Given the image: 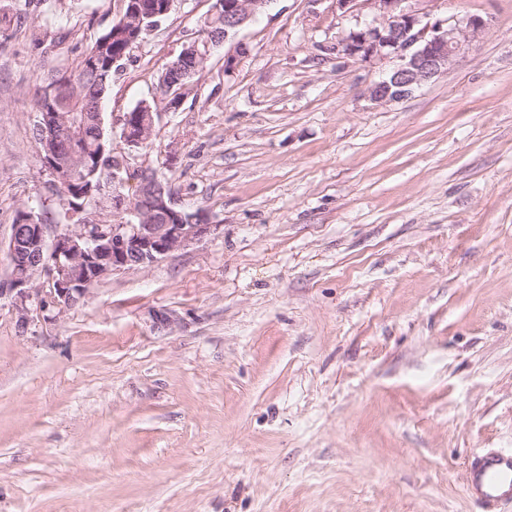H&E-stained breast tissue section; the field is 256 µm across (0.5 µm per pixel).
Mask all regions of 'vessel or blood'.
<instances>
[{"label": "vessel or blood", "mask_w": 512, "mask_h": 512, "mask_svg": "<svg viewBox=\"0 0 512 512\" xmlns=\"http://www.w3.org/2000/svg\"><path fill=\"white\" fill-rule=\"evenodd\" d=\"M464 490L483 512H502L504 506L512 504V451L475 454L466 468Z\"/></svg>", "instance_id": "vessel-or-blood-1"}]
</instances>
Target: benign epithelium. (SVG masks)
Wrapping results in <instances>:
<instances>
[{
	"label": "benign epithelium",
	"mask_w": 512,
	"mask_h": 512,
	"mask_svg": "<svg viewBox=\"0 0 512 512\" xmlns=\"http://www.w3.org/2000/svg\"><path fill=\"white\" fill-rule=\"evenodd\" d=\"M336 9L352 13L365 6L373 20L356 24L322 49L338 59L369 64L389 61L393 66L380 80L371 83L366 97L376 104L398 103L455 65L460 55L479 40L487 21L477 15L450 23L428 21V13L408 5L410 0H335ZM270 0H216L214 10H224V38L249 25ZM186 54L174 58L160 81L155 98L171 102L174 87L193 74L185 66ZM157 113H144L139 129L121 128L120 138L130 152L148 148ZM38 131L52 130L57 141H69L74 127L50 121L46 114L34 123ZM139 192L125 194L126 181H107L112 187V213L138 219L136 224H43L31 211H23L11 225L7 241H0L11 269L7 286L0 287V299L9 296L25 327L33 309L50 307L63 313L83 301L107 275L121 270L147 268L171 253L202 240L218 228L200 212L186 224L175 197L154 195L153 212L164 215L156 224L143 214L138 200L157 177L149 165L138 169ZM44 277L52 285L48 293L34 282Z\"/></svg>",
	"instance_id": "obj_1"
}]
</instances>
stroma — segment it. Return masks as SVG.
<instances>
[{
	"label": "stroma",
	"instance_id": "1",
	"mask_svg": "<svg viewBox=\"0 0 512 512\" xmlns=\"http://www.w3.org/2000/svg\"><path fill=\"white\" fill-rule=\"evenodd\" d=\"M214 3L176 0L102 121L123 153L154 103L129 165L217 229L23 328L0 301V512H481L464 464L512 449V0H434L487 29L395 104L365 96L387 64L323 55L371 16L334 0H271L178 109L154 102ZM119 17L0 0V239L29 208L68 223L33 93ZM143 106H147L150 112H146V108L141 105L133 109L129 114L131 119L129 123L132 124L134 121V112H140V117L144 115V120L139 127V131H135V129L130 126H122L120 131V138L127 146L128 151L138 153L141 150H146L149 147V142L151 141L155 120L157 118L158 112H152V108L149 104H142Z\"/></svg>",
	"mask_w": 512,
	"mask_h": 512
}]
</instances>
